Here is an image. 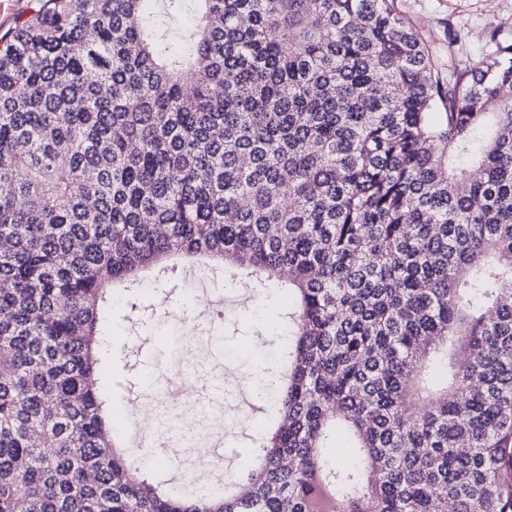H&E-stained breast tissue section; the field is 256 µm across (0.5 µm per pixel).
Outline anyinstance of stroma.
<instances>
[{
  "label": "stroma",
  "mask_w": 512,
  "mask_h": 512,
  "mask_svg": "<svg viewBox=\"0 0 512 512\" xmlns=\"http://www.w3.org/2000/svg\"><path fill=\"white\" fill-rule=\"evenodd\" d=\"M397 9L422 34L444 68L491 51V29H498L501 37H512V0H397ZM191 273V263L179 262L176 272L151 285L148 293L139 294L142 314H132L121 305L105 313L106 336H122L127 341L120 355H105L101 365L112 412H123L130 401L136 400L150 415H158V402L139 377L149 374L159 381L166 370L173 368L169 339L179 328L191 329L198 336L211 335L213 328H220L228 346L261 340L279 346L281 339L273 329L287 309L282 292L272 291L266 298L258 296L248 281L225 279L221 269L214 268L207 287L212 294L230 297L231 302L223 316H204L190 295L198 287ZM251 361L250 353H239L234 365L238 377L225 381L224 401L210 408L209 421L233 420L237 394L252 391ZM140 439V432L128 424L114 432L115 442L135 447L145 468L157 479L179 472L191 455L190 449L164 448L157 443L147 448L141 446Z\"/></svg>",
  "instance_id": "1"
}]
</instances>
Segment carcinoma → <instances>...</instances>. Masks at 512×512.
<instances>
[{"mask_svg":"<svg viewBox=\"0 0 512 512\" xmlns=\"http://www.w3.org/2000/svg\"><path fill=\"white\" fill-rule=\"evenodd\" d=\"M489 38L445 80L395 0H40L1 37L0 512H512ZM174 256L292 301L232 493L163 490L109 439L103 313Z\"/></svg>","mask_w":512,"mask_h":512,"instance_id":"cac0c4a2","label":"carcinoma"}]
</instances>
